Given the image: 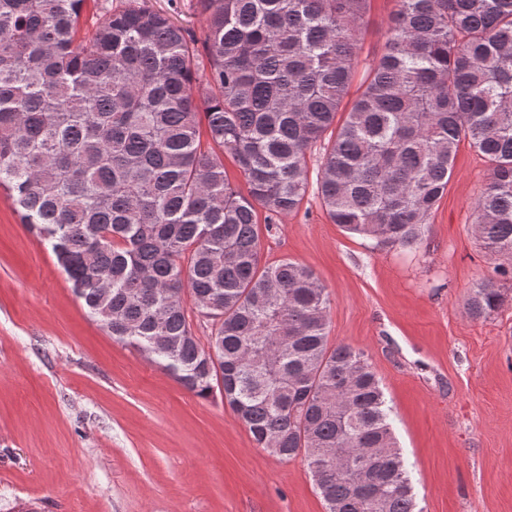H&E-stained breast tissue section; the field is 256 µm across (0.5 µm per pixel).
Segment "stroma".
<instances>
[{
    "label": "stroma",
    "mask_w": 512,
    "mask_h": 512,
    "mask_svg": "<svg viewBox=\"0 0 512 512\" xmlns=\"http://www.w3.org/2000/svg\"><path fill=\"white\" fill-rule=\"evenodd\" d=\"M396 0H369L356 54L385 49ZM488 162L460 143L417 249H380L316 189L260 229L264 261L310 267L329 344L369 357L393 409L417 512H512V288L472 320L494 262L474 235ZM325 512L304 458L259 448L221 396L199 398L90 318L0 188V512Z\"/></svg>",
    "instance_id": "35a3bbf8"
}]
</instances>
